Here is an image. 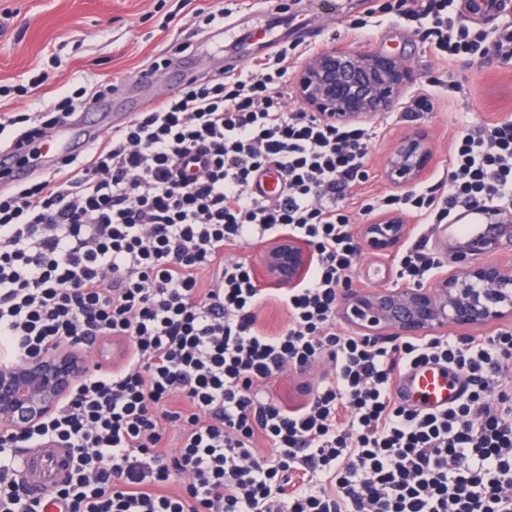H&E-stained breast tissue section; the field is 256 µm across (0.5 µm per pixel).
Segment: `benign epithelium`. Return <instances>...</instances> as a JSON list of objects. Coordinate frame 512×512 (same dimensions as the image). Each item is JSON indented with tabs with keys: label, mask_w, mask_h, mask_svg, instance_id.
<instances>
[{
	"label": "benign epithelium",
	"mask_w": 512,
	"mask_h": 512,
	"mask_svg": "<svg viewBox=\"0 0 512 512\" xmlns=\"http://www.w3.org/2000/svg\"><path fill=\"white\" fill-rule=\"evenodd\" d=\"M413 75L396 56L346 47L319 50L294 77L296 97L310 112L346 125L390 111ZM426 137L401 139L385 160L383 175L398 189L415 186L431 161ZM413 231L406 215L391 210L360 225L364 249L391 256ZM256 275L263 288H295L313 261L309 245L284 233L257 246ZM338 316L361 336L421 337L428 332L483 330L512 325V262L487 259L439 272L419 284L345 288ZM91 369L87 354L60 344L19 363L0 364V430L21 436L52 416L76 382Z\"/></svg>",
	"instance_id": "7a95c632"
}]
</instances>
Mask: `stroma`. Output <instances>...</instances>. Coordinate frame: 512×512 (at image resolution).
I'll use <instances>...</instances> for the list:
<instances>
[{
	"instance_id": "35a3bbf8",
	"label": "stroma",
	"mask_w": 512,
	"mask_h": 512,
	"mask_svg": "<svg viewBox=\"0 0 512 512\" xmlns=\"http://www.w3.org/2000/svg\"><path fill=\"white\" fill-rule=\"evenodd\" d=\"M162 0H0V13L9 12L0 32V113L40 112L64 95L83 87L122 85L126 96L155 100L173 89L165 78L151 86L136 82L138 72L164 58L179 28L161 29ZM367 0H339L335 13L323 12L318 0H283L279 9L258 5L233 13L223 30L195 29L193 54L209 74L234 62L239 41L268 25H276L280 40L311 38L312 50L331 46V36L343 18L365 16ZM342 45L379 50L402 59L414 72L416 82L387 114L374 119L378 135L372 142L364 194L390 195L394 189L384 179L386 157L405 135L424 134L433 157L426 178L444 179L449 164L450 138L456 126L512 116V64L498 61L445 68L418 36L392 15L370 22L361 34H351ZM61 67H54V59ZM48 80L27 96L14 94L13 86L27 83L41 73ZM463 83L467 96L451 91L449 81ZM425 98L426 107L413 103ZM496 232L477 228L467 236L455 230L456 218L440 224L423 223L410 214L414 226L411 243L426 242L444 269H453L459 257L478 262L488 258L512 259V209L499 212Z\"/></svg>"
}]
</instances>
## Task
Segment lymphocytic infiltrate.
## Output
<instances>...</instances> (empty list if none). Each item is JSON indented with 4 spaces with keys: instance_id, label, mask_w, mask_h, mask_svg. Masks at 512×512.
<instances>
[{
    "instance_id": "obj_1",
    "label": "lymphocytic infiltrate",
    "mask_w": 512,
    "mask_h": 512,
    "mask_svg": "<svg viewBox=\"0 0 512 512\" xmlns=\"http://www.w3.org/2000/svg\"><path fill=\"white\" fill-rule=\"evenodd\" d=\"M453 0H389L438 59L512 62ZM280 44L247 68L177 87L80 158L0 191V363L52 344L111 347L51 418L0 440V512H44L18 478L23 450L52 442L72 468L56 512H512V332L474 339L342 332L336 301L362 255L354 213L397 208L442 223L512 204V118L458 128L448 190L424 184L358 202L373 127L288 106ZM82 90L37 117L0 115L43 137ZM277 175L278 196L260 186ZM292 234L308 276L276 295L288 325L258 324L268 298L242 245ZM434 364L465 387L456 404L399 400ZM331 379L291 406L287 370Z\"/></svg>"
}]
</instances>
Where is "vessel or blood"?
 <instances>
[{
	"label": "vessel or blood",
	"mask_w": 512,
	"mask_h": 512,
	"mask_svg": "<svg viewBox=\"0 0 512 512\" xmlns=\"http://www.w3.org/2000/svg\"><path fill=\"white\" fill-rule=\"evenodd\" d=\"M108 114L80 113L71 125L56 132L53 150L44 154L40 165L29 160L32 148L24 145L0 152V188L23 182L37 169H50L63 157L86 152L107 129H110ZM404 388L411 400L426 408L448 405L458 395L459 384L438 367L428 366L409 374ZM68 466L67 454L52 446H43L37 452L25 453L19 464L20 474L26 482L33 499L45 500L53 481L64 477Z\"/></svg>",
	"instance_id": "obj_1"
}]
</instances>
